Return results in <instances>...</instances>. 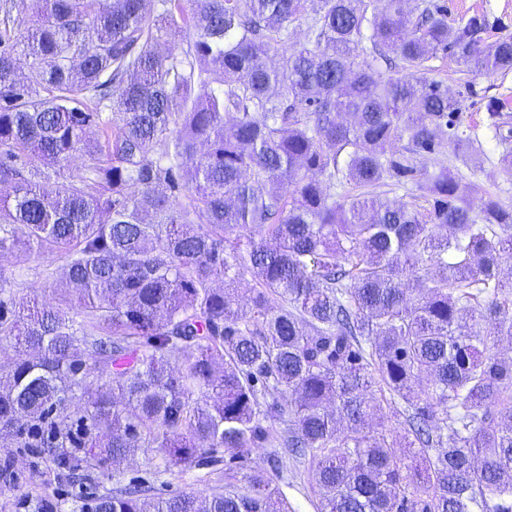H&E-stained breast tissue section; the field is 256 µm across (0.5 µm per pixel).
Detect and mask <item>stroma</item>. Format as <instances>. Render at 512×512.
Wrapping results in <instances>:
<instances>
[{"label":"stroma","mask_w":512,"mask_h":512,"mask_svg":"<svg viewBox=\"0 0 512 512\" xmlns=\"http://www.w3.org/2000/svg\"><path fill=\"white\" fill-rule=\"evenodd\" d=\"M433 64L436 78L444 80L449 93L460 102L462 123L476 127L488 154L487 160L477 169L462 165L449 151L438 156L437 165L449 167L457 174L461 192H470L472 185L477 184L490 191L502 204L512 205V177L500 170L498 142L484 127L489 99L512 102V72L474 76L461 71L454 58L446 55L435 58ZM63 266V260L53 254L0 253V276L10 282L17 297L38 298L68 311L70 317L75 318L79 315L78 310L74 309L70 297L57 288V277ZM5 458L11 464L15 491L9 497H0V512H19L17 503L22 498L35 505L46 497L58 503V512H81L89 497L115 485L114 479L103 476L92 475L81 483L56 476L50 471L48 462L14 440L0 444V459ZM274 482L286 495L292 512H318V496L309 460L283 455Z\"/></svg>","instance_id":"35a3bbf8"}]
</instances>
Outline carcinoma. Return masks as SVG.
<instances>
[{
	"mask_svg": "<svg viewBox=\"0 0 512 512\" xmlns=\"http://www.w3.org/2000/svg\"><path fill=\"white\" fill-rule=\"evenodd\" d=\"M26 2L0 0V252L64 258L83 322L0 276V435L67 477L164 449L91 512H288L247 465L265 445L309 457L318 512H512V206L428 170L442 147L485 156L431 61L512 71L498 21L445 0ZM508 105L487 104L505 146ZM406 183L428 206L382 198ZM399 404L402 430L370 423ZM175 468L224 491L154 495ZM165 461V454L158 448H140L129 457L123 465L121 477L129 478L131 476L149 477L150 473L162 466Z\"/></svg>",
	"mask_w": 512,
	"mask_h": 512,
	"instance_id": "carcinoma-1",
	"label": "carcinoma"
}]
</instances>
